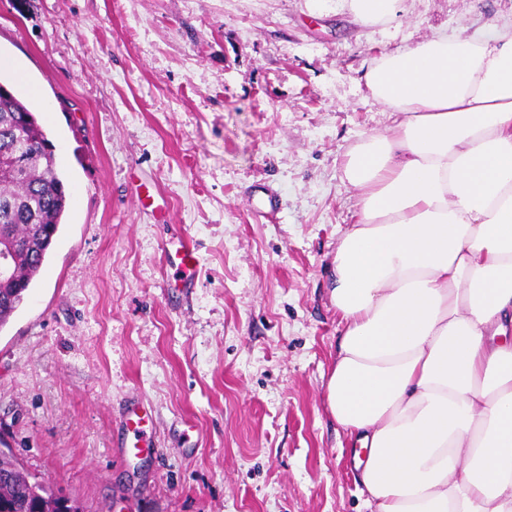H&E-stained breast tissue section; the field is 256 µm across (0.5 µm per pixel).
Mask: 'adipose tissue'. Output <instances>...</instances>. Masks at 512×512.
I'll return each mask as SVG.
<instances>
[{
    "mask_svg": "<svg viewBox=\"0 0 512 512\" xmlns=\"http://www.w3.org/2000/svg\"><path fill=\"white\" fill-rule=\"evenodd\" d=\"M393 117L347 155L328 409L374 512H512V24L365 73Z\"/></svg>",
    "mask_w": 512,
    "mask_h": 512,
    "instance_id": "obj_1",
    "label": "adipose tissue"
}]
</instances>
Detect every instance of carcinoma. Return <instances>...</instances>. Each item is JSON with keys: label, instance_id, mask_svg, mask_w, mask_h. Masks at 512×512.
<instances>
[{"label": "carcinoma", "instance_id": "obj_1", "mask_svg": "<svg viewBox=\"0 0 512 512\" xmlns=\"http://www.w3.org/2000/svg\"><path fill=\"white\" fill-rule=\"evenodd\" d=\"M0 158L16 164L0 175V238L15 246L13 270L0 276V329L33 287L68 205L54 145L31 108L0 81ZM0 512H81L75 501L32 478L12 452L0 450Z\"/></svg>", "mask_w": 512, "mask_h": 512}]
</instances>
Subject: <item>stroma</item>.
Here are the masks:
<instances>
[{
  "label": "stroma",
  "mask_w": 512,
  "mask_h": 512,
  "mask_svg": "<svg viewBox=\"0 0 512 512\" xmlns=\"http://www.w3.org/2000/svg\"><path fill=\"white\" fill-rule=\"evenodd\" d=\"M495 19L512 0H401L371 28L336 0H0V79L25 75L71 193L0 329V439L24 469L83 512H370L325 393L343 163L392 124L365 73ZM133 401L152 448L122 434ZM168 256L172 262H174L175 259L179 260L178 267L182 268L185 272L181 288H193L195 283L194 272L197 266V257L192 241L184 237L179 238L178 247L175 250L174 256L171 253H168Z\"/></svg>",
  "instance_id": "obj_1"
}]
</instances>
